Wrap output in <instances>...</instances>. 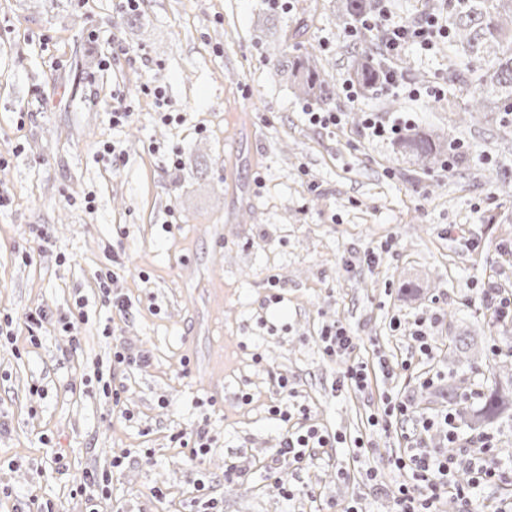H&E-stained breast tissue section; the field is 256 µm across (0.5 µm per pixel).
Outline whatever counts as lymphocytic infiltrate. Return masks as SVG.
<instances>
[{
	"label": "lymphocytic infiltrate",
	"instance_id": "f902f5d3",
	"mask_svg": "<svg viewBox=\"0 0 512 512\" xmlns=\"http://www.w3.org/2000/svg\"><path fill=\"white\" fill-rule=\"evenodd\" d=\"M366 25L383 34V55L390 63L384 77L385 89L416 95V88L397 69L396 62L408 49L429 51L436 47L438 39L447 37L448 26L442 16L431 13L417 20H404L393 16L383 5L373 18L367 19ZM321 336L325 353L347 362L338 379L339 384L366 390L368 373L365 366L348 361L357 345V336L342 325L323 329ZM272 412L282 422L288 423L289 428L275 450L274 461L268 467L267 475L280 485L284 498L291 500L296 497L298 490L285 477L283 466L304 469L313 458V449L335 447L341 438L313 425L292 426L291 410L276 406ZM385 416L390 422L413 421L415 428L424 432H442L450 447L449 452L445 453L417 442L392 460V467L406 471L412 477L411 482L395 487L392 496L394 512H437L442 495L448 492L453 493L464 512H470L478 491L502 479L504 472L498 461V448L493 436L482 433L472 437L471 443L473 448H479V455L474 456L470 450L459 449L453 413L436 418H415L407 401L397 397L388 400Z\"/></svg>",
	"mask_w": 512,
	"mask_h": 512
}]
</instances>
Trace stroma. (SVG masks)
<instances>
[{
    "label": "stroma",
    "instance_id": "stroma-1",
    "mask_svg": "<svg viewBox=\"0 0 512 512\" xmlns=\"http://www.w3.org/2000/svg\"><path fill=\"white\" fill-rule=\"evenodd\" d=\"M339 4L288 0L275 24L268 0H140L132 13L117 0H0V321L11 322L0 335V512L32 496L86 512L70 490L90 470L111 476L122 512H200L201 481L220 512H331L353 499L391 512L407 476L390 461L412 428L370 417L396 396L439 413L447 400L422 397L420 379L457 371L463 391L479 392L512 364V326L476 297L487 283L512 292V120L457 114L431 95L453 57L446 45L409 51L419 95L347 96L365 44L345 33ZM276 43L319 57L339 127L309 123L322 106L296 97L269 55ZM119 104L135 119L116 127ZM369 112L448 137L463 162L413 164L364 134ZM106 287L128 299L126 314ZM432 313L423 357L390 321ZM78 314L74 340L61 320ZM337 324L356 332L355 360L409 359L414 371L337 388L341 365L320 338ZM465 334L472 365L461 371L452 339ZM116 343L150 355L111 371L124 418L94 376ZM283 377L308 424L343 438L288 471L291 501L265 475L284 430L270 413ZM200 427L212 444L195 466L176 436Z\"/></svg>",
    "mask_w": 512,
    "mask_h": 512
}]
</instances>
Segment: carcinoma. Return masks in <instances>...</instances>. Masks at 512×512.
I'll return each mask as SVG.
<instances>
[{"instance_id": "carcinoma-1", "label": "carcinoma", "mask_w": 512, "mask_h": 512, "mask_svg": "<svg viewBox=\"0 0 512 512\" xmlns=\"http://www.w3.org/2000/svg\"><path fill=\"white\" fill-rule=\"evenodd\" d=\"M338 17L344 28L360 23L377 9L375 0H341ZM448 42L460 65L448 68V87L467 104L466 112H512V0H448ZM271 55L287 75L295 94L308 101L330 105L335 87L325 75L320 60L310 52L288 58L274 48ZM382 62L367 53L355 55L348 81L365 92H374L383 81ZM401 155L427 168L441 163L449 143L420 128H409L396 140ZM461 385L452 376L444 389L448 404L454 405L456 421L471 432H484L497 423L512 421V373L480 394L472 405L462 397Z\"/></svg>"}]
</instances>
